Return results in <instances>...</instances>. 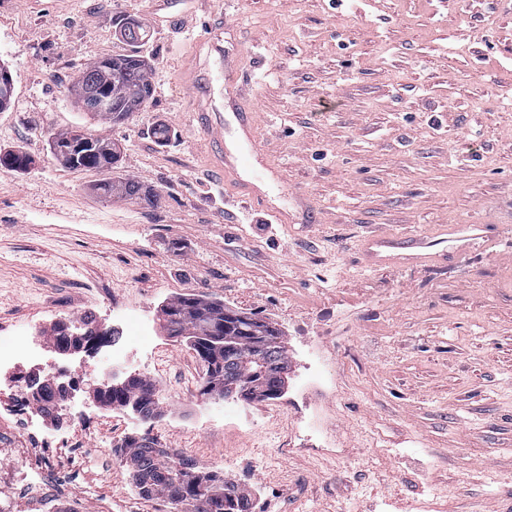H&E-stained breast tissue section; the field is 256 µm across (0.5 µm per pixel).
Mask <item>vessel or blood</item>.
<instances>
[{
  "label": "vessel or blood",
  "mask_w": 512,
  "mask_h": 512,
  "mask_svg": "<svg viewBox=\"0 0 512 512\" xmlns=\"http://www.w3.org/2000/svg\"><path fill=\"white\" fill-rule=\"evenodd\" d=\"M234 33V25L226 22L198 29L192 39V56L204 58L205 63L192 68L188 98L209 145L210 165L221 174L225 187L240 192L251 208L266 213L275 223L285 224L287 208L270 206L262 189L266 175L256 166L261 151L255 113L244 109L228 115L223 111L224 91L239 89V60L224 52L225 38ZM486 234L487 226L480 221L445 225L434 234L398 236L378 230L362 237L359 254L362 266L369 269L445 263L467 254Z\"/></svg>",
  "instance_id": "obj_1"
}]
</instances>
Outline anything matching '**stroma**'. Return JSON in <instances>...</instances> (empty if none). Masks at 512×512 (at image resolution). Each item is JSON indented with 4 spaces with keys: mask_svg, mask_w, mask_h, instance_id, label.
<instances>
[{
    "mask_svg": "<svg viewBox=\"0 0 512 512\" xmlns=\"http://www.w3.org/2000/svg\"><path fill=\"white\" fill-rule=\"evenodd\" d=\"M221 15L242 24L260 147L310 223H269L207 168L183 60ZM124 17L144 40L122 38ZM133 51L150 62L152 99L118 125L79 110V71ZM1 63L14 94L0 155L31 165H0V336L30 327L49 351L84 315L141 313L153 348L137 358L164 408L145 422L84 383L66 403L70 419L98 415L83 447L5 449L1 468L22 480L47 460L76 466L69 512H176L138 497L103 452L146 434L286 512H407L429 497L435 512H512V0H0ZM78 125L115 144L107 176L136 179L154 204L102 197L106 175L52 154L51 134ZM478 217L487 242L448 265L358 263L367 232ZM185 295L277 324L291 388L317 344L331 385L251 403L247 428L225 417L201 393L203 363L161 324ZM311 409L334 447L280 453Z\"/></svg>",
    "mask_w": 512,
    "mask_h": 512,
    "instance_id": "stroma-1",
    "label": "stroma"
}]
</instances>
